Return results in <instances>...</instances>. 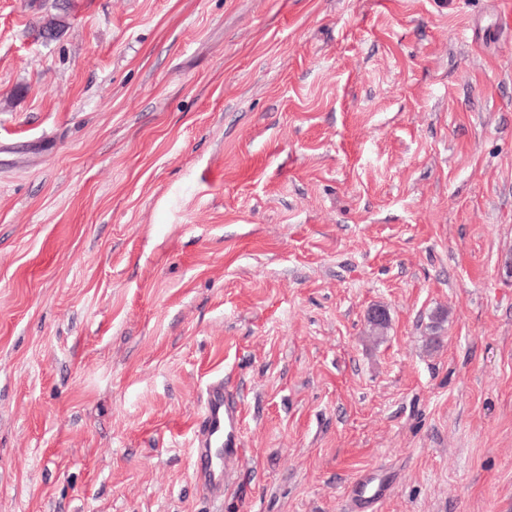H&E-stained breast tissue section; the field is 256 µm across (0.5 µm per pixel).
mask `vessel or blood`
<instances>
[{
    "instance_id": "vessel-or-blood-1",
    "label": "vessel or blood",
    "mask_w": 512,
    "mask_h": 512,
    "mask_svg": "<svg viewBox=\"0 0 512 512\" xmlns=\"http://www.w3.org/2000/svg\"><path fill=\"white\" fill-rule=\"evenodd\" d=\"M195 434L197 447L196 479L209 490L229 483L231 475L222 467L223 457L238 456L243 440V426L238 402L229 395L223 383H213L207 390L204 411ZM386 486L372 487L370 478L358 484L354 499L356 512H365L385 496Z\"/></svg>"
}]
</instances>
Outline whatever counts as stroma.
Here are the masks:
<instances>
[{"label":"stroma","mask_w":512,"mask_h":512,"mask_svg":"<svg viewBox=\"0 0 512 512\" xmlns=\"http://www.w3.org/2000/svg\"><path fill=\"white\" fill-rule=\"evenodd\" d=\"M51 3L0 0V512H512V0ZM55 12H50L47 17L52 19L45 25H41V21L38 27V33L41 38L46 41H51L57 38L54 34V28L60 27L62 29L66 26V18L69 15L71 4L69 0H54ZM57 21V22H56ZM195 434L197 447L196 479L202 488L228 485L231 474L223 471L227 457H239L242 448L243 426L238 402L224 389V383H213L206 393L204 411L199 417ZM371 482L372 476H367L358 484V491L354 499V508L357 511L362 512L361 510L369 508L374 503H378L388 490L389 483L379 486L377 489H372L369 487Z\"/></svg>","instance_id":"stroma-1"}]
</instances>
